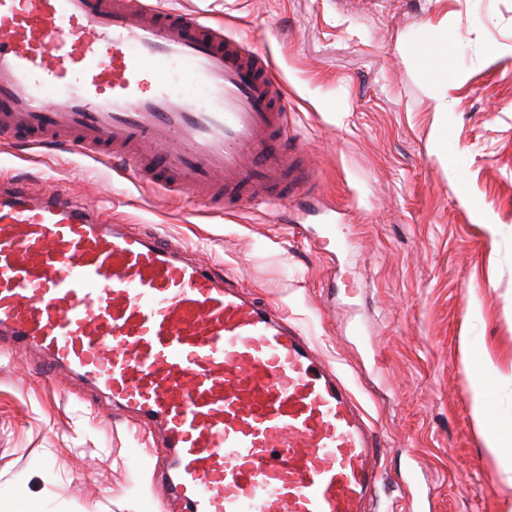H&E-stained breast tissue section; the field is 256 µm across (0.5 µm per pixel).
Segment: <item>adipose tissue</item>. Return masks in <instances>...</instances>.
Instances as JSON below:
<instances>
[{
  "label": "adipose tissue",
  "mask_w": 512,
  "mask_h": 512,
  "mask_svg": "<svg viewBox=\"0 0 512 512\" xmlns=\"http://www.w3.org/2000/svg\"><path fill=\"white\" fill-rule=\"evenodd\" d=\"M460 350L474 390L473 406L484 449L505 472L512 473V423L492 421V401L487 396L488 388L495 384L497 368L485 350L478 348L470 337H462Z\"/></svg>",
  "instance_id": "obj_1"
}]
</instances>
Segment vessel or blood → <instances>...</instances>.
<instances>
[{
    "mask_svg": "<svg viewBox=\"0 0 512 512\" xmlns=\"http://www.w3.org/2000/svg\"><path fill=\"white\" fill-rule=\"evenodd\" d=\"M251 41L150 0H0V137L236 212L311 182ZM161 430L186 512H371L377 445L309 342L164 236L0 174V339Z\"/></svg>",
    "mask_w": 512,
    "mask_h": 512,
    "instance_id": "b4317fda",
    "label": "vessel or blood"
}]
</instances>
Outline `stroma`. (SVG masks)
Segmentation results:
<instances>
[{"mask_svg":"<svg viewBox=\"0 0 512 512\" xmlns=\"http://www.w3.org/2000/svg\"><path fill=\"white\" fill-rule=\"evenodd\" d=\"M157 2L251 39L285 78L315 192L344 216L335 245L313 244L299 207L227 216L60 149L0 142V169L166 236L279 308L378 436L374 512H512L460 353L464 336L487 349L512 415V0ZM441 28L444 112L416 53ZM43 362L0 344V512H181L158 485L157 433L64 370L44 380Z\"/></svg>","mask_w":512,"mask_h":512,"instance_id":"35a3bbf8","label":"stroma"}]
</instances>
